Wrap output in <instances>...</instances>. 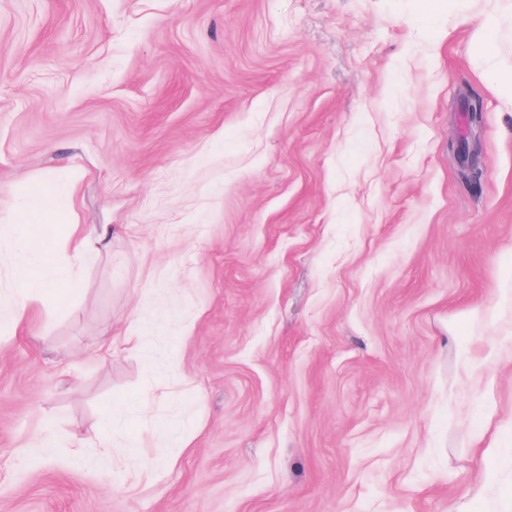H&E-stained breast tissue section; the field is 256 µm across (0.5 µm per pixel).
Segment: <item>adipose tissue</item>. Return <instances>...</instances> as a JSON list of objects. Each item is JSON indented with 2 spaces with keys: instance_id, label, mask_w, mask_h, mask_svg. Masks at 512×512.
<instances>
[{
  "instance_id": "1",
  "label": "adipose tissue",
  "mask_w": 512,
  "mask_h": 512,
  "mask_svg": "<svg viewBox=\"0 0 512 512\" xmlns=\"http://www.w3.org/2000/svg\"><path fill=\"white\" fill-rule=\"evenodd\" d=\"M48 187L42 186L28 194L20 208L14 210L15 228L18 230L15 247L19 263L14 277L17 288L8 311L0 313V328L14 327L22 322L32 302L47 303L50 295L76 284V270L95 260L112 240V227L108 224H70L63 234L64 243L51 251L34 244L24 228L31 217L56 216L65 211ZM112 417L102 418L97 426L94 458L98 465L111 467L137 456L135 443L116 447L112 444Z\"/></svg>"
}]
</instances>
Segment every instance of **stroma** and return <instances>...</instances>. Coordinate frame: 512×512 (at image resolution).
Here are the masks:
<instances>
[{
  "label": "stroma",
  "mask_w": 512,
  "mask_h": 512,
  "mask_svg": "<svg viewBox=\"0 0 512 512\" xmlns=\"http://www.w3.org/2000/svg\"><path fill=\"white\" fill-rule=\"evenodd\" d=\"M472 10L493 62L453 0H0V270L42 183L38 245L126 228L0 333V512H512V0ZM109 414L140 458L74 463ZM476 19L473 47L479 55L484 56L488 61H492L495 46L490 35L496 26L495 16L492 13H487L478 16Z\"/></svg>",
  "instance_id": "35a3bbf8"
}]
</instances>
